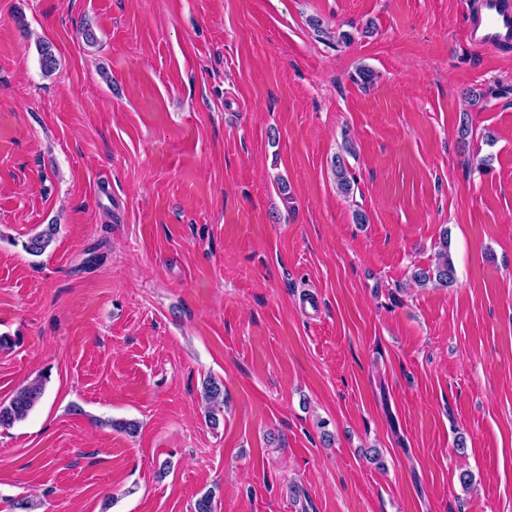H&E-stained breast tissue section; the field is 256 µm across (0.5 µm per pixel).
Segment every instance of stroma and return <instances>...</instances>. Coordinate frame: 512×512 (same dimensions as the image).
Returning <instances> with one entry per match:
<instances>
[{"label": "stroma", "instance_id": "1", "mask_svg": "<svg viewBox=\"0 0 512 512\" xmlns=\"http://www.w3.org/2000/svg\"><path fill=\"white\" fill-rule=\"evenodd\" d=\"M476 6L0 0V402L48 379L0 512H512V47ZM444 233L455 284L415 287ZM470 44L479 50L512 45V5L506 0H481L476 21L467 30Z\"/></svg>", "mask_w": 512, "mask_h": 512}]
</instances>
